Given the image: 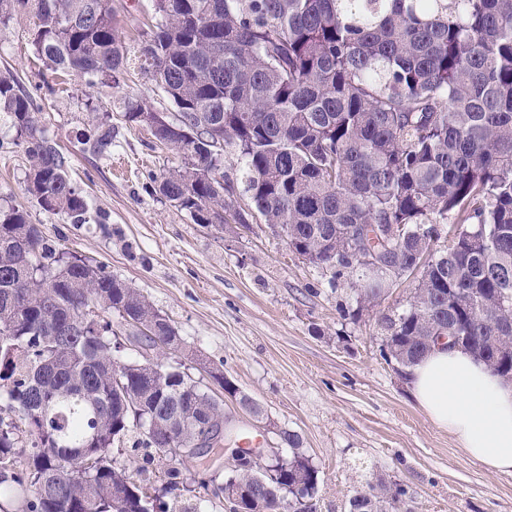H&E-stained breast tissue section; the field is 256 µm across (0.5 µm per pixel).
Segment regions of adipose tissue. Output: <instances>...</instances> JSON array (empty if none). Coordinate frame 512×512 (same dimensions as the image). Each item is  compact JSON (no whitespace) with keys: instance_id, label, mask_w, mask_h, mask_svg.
<instances>
[{"instance_id":"1","label":"adipose tissue","mask_w":512,"mask_h":512,"mask_svg":"<svg viewBox=\"0 0 512 512\" xmlns=\"http://www.w3.org/2000/svg\"><path fill=\"white\" fill-rule=\"evenodd\" d=\"M418 406L493 473H512V381L468 350L437 346L409 376Z\"/></svg>"}]
</instances>
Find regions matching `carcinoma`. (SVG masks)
<instances>
[{
	"mask_svg": "<svg viewBox=\"0 0 512 512\" xmlns=\"http://www.w3.org/2000/svg\"><path fill=\"white\" fill-rule=\"evenodd\" d=\"M159 22L139 45L144 75L176 108L169 120L141 98L122 118L184 158L151 178L156 191L196 224H222L228 204L219 165L238 163L247 207L266 224L288 225L289 249L348 288L358 320L425 253L406 308L380 317L385 358L402 373L450 336L488 368L512 378V0H151ZM33 13L35 53L89 88L120 84L130 48L113 0H0V25ZM35 95L0 73V119L29 162L27 191L72 224L89 221L69 156L39 123ZM80 144L112 155V120L94 114ZM402 224L397 240L374 235ZM448 226V247L437 248ZM382 254L373 271L341 253L350 237ZM93 308L89 322L84 310ZM138 347L159 337L184 350L176 329L146 334L132 321L159 317L125 281L43 238L25 211L0 208V510L168 512L182 472L169 468L149 499V464L169 443L173 414L201 421L219 404L178 367L120 356L112 315ZM122 367L123 387L114 367ZM256 418L264 409L239 388ZM29 451H17L20 433ZM283 465L265 476L235 464L224 479L237 501L225 512H317L320 470L299 434L283 429ZM144 450L135 481L116 456ZM76 456L93 463L71 471ZM46 485L37 493L34 487ZM348 512H397L406 489L377 479Z\"/></svg>",
	"mask_w": 512,
	"mask_h": 512,
	"instance_id": "1",
	"label": "carcinoma"
}]
</instances>
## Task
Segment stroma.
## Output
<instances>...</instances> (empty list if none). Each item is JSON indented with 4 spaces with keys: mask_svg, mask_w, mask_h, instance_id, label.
<instances>
[{
    "mask_svg": "<svg viewBox=\"0 0 512 512\" xmlns=\"http://www.w3.org/2000/svg\"><path fill=\"white\" fill-rule=\"evenodd\" d=\"M119 31L138 46L155 24L151 0H120ZM33 14L0 29V70L38 90V114L48 134L68 149L74 185L90 203V220L71 224L45 211L25 190L28 163L15 131L0 121V204L24 210L57 250L74 253L141 292L181 336L199 362L192 378L209 393L221 370L256 399L275 427L265 433L246 412L225 402L235 431L278 444L277 430L299 433L321 471L317 512H347L349 499L372 477L404 486L400 512H512V474H491L412 400L408 377L381 355V315L402 310L418 280L395 282L360 320L341 318L348 289H331L322 270L306 264L259 218L250 230L235 219L194 223L147 186L148 174L181 166L182 158L155 143L150 131L122 119L119 103L140 97L175 114L164 94L131 67L118 86L96 94L112 115L111 158L85 152L77 141L87 124L83 80L55 74L35 54ZM224 462L185 470L186 487L172 507L224 512L213 486Z\"/></svg>",
    "mask_w": 512,
    "mask_h": 512,
    "instance_id": "35a3bbf8",
    "label": "stroma"
}]
</instances>
